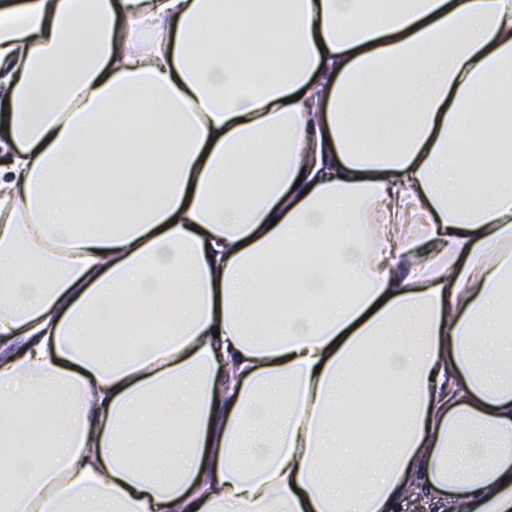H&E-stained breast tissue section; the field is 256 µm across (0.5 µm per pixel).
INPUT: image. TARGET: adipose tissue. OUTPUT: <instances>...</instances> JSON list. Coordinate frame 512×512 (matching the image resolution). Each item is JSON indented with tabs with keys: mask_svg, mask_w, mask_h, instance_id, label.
<instances>
[{
	"mask_svg": "<svg viewBox=\"0 0 512 512\" xmlns=\"http://www.w3.org/2000/svg\"><path fill=\"white\" fill-rule=\"evenodd\" d=\"M511 306L512 0H0V512H512Z\"/></svg>",
	"mask_w": 512,
	"mask_h": 512,
	"instance_id": "ef3b65f1",
	"label": "adipose tissue"
}]
</instances>
